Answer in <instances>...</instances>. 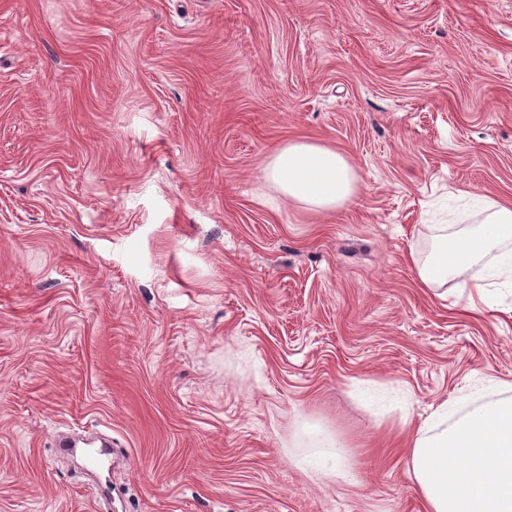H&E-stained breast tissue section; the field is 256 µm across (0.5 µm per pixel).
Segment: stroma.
<instances>
[{"label": "stroma", "instance_id": "35a3bbf8", "mask_svg": "<svg viewBox=\"0 0 512 512\" xmlns=\"http://www.w3.org/2000/svg\"><path fill=\"white\" fill-rule=\"evenodd\" d=\"M300 139L359 172L336 212L264 178ZM474 194L512 201V0H0V512H425L409 437L512 382V291L412 263ZM357 388L365 403L380 412H386L396 400L395 390L386 385L372 381H360ZM298 448H309V453L305 457L304 463L308 469L316 473L332 474L336 476L345 475L340 470L344 459L343 449L334 441L321 436L319 432H314L304 426L298 432Z\"/></svg>", "mask_w": 512, "mask_h": 512}]
</instances>
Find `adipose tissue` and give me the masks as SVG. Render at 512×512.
I'll return each mask as SVG.
<instances>
[{
  "label": "adipose tissue",
  "mask_w": 512,
  "mask_h": 512,
  "mask_svg": "<svg viewBox=\"0 0 512 512\" xmlns=\"http://www.w3.org/2000/svg\"><path fill=\"white\" fill-rule=\"evenodd\" d=\"M264 176L288 200L319 213L344 206L361 181L355 166L335 148L291 142L269 158ZM477 226L440 237L431 259L416 263L427 288L466 279L472 266L491 256L486 280L512 283V203L481 196ZM493 399L465 394L434 406L411 443L407 466L426 512H512V383L491 381ZM311 471L338 474L343 450L309 428L298 433Z\"/></svg>",
  "instance_id": "ef3b65f1"
}]
</instances>
